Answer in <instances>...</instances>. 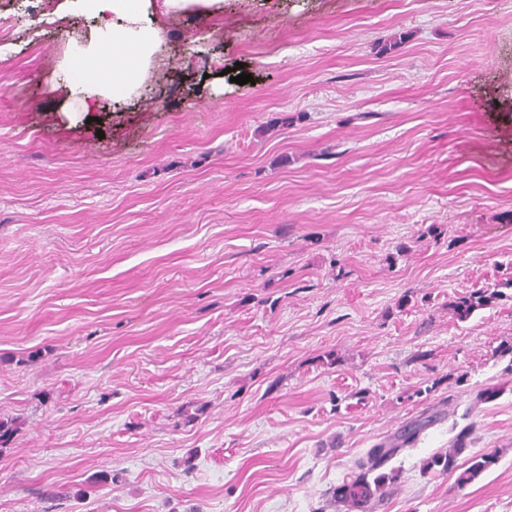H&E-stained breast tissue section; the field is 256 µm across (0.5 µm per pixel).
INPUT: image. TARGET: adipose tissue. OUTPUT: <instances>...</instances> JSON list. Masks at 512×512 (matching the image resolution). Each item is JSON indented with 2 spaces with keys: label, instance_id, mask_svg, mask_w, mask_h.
<instances>
[{
  "label": "adipose tissue",
  "instance_id": "obj_1",
  "mask_svg": "<svg viewBox=\"0 0 512 512\" xmlns=\"http://www.w3.org/2000/svg\"><path fill=\"white\" fill-rule=\"evenodd\" d=\"M96 21L88 45L65 58L64 82L86 109L105 108L136 96L152 68L161 40L152 0H81Z\"/></svg>",
  "mask_w": 512,
  "mask_h": 512
}]
</instances>
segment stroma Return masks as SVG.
I'll return each mask as SVG.
<instances>
[{"instance_id": "35a3bbf8", "label": "stroma", "mask_w": 512, "mask_h": 512, "mask_svg": "<svg viewBox=\"0 0 512 512\" xmlns=\"http://www.w3.org/2000/svg\"><path fill=\"white\" fill-rule=\"evenodd\" d=\"M160 21L92 122L90 16L0 0V512H352L428 416L375 512H512V0ZM463 431L497 461L461 488L427 463ZM500 291L489 290H475L470 292L469 295L459 298L455 301L451 307L458 319L461 321L467 320L471 315L478 309H482L483 306L489 305L492 299L499 297ZM423 427L419 425L403 430L370 448L365 457L356 461L358 472L355 478L334 489L335 500L350 503L349 506L360 512H372L390 493L388 488L393 480L392 475L381 470L415 439Z\"/></svg>"}]
</instances>
